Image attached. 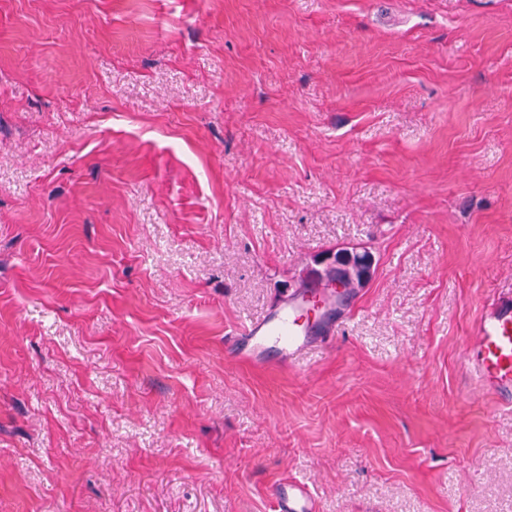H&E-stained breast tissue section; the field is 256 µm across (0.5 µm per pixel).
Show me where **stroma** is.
Segmentation results:
<instances>
[{"mask_svg": "<svg viewBox=\"0 0 512 512\" xmlns=\"http://www.w3.org/2000/svg\"><path fill=\"white\" fill-rule=\"evenodd\" d=\"M509 296L512 0H0V512H512ZM317 263L318 265H322V272L324 273L316 270L314 275L318 279L326 277L328 281L336 286L338 292L341 293V298H344L352 291V289L358 288L363 280L359 281V283L356 282L351 275V266L357 264L359 266L366 265L371 267L372 257L366 256L364 259H354V256L352 255L335 257L334 255L327 254L321 256ZM316 304H319L318 308ZM311 312L314 314L312 319ZM334 313V291L322 287L314 288L310 294L302 291L262 320L250 322L240 332L230 333L225 344L250 361L262 346L272 344L278 347L282 357L292 362L308 347L312 336L334 329ZM475 379L506 400L512 395V300L489 303L473 330ZM274 497L276 512H318L314 495L305 483L279 481Z\"/></svg>", "mask_w": 512, "mask_h": 512, "instance_id": "stroma-1", "label": "stroma"}]
</instances>
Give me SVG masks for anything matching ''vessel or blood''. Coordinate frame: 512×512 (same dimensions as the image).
I'll use <instances>...</instances> for the list:
<instances>
[{
	"instance_id": "b4317fda",
	"label": "vessel or blood",
	"mask_w": 512,
	"mask_h": 512,
	"mask_svg": "<svg viewBox=\"0 0 512 512\" xmlns=\"http://www.w3.org/2000/svg\"><path fill=\"white\" fill-rule=\"evenodd\" d=\"M336 296L319 287L298 293L260 321L246 325L225 339L227 348L252 358L261 347H278L287 360H295L312 336L331 332ZM475 347L470 357L474 376L501 397L512 396V300L489 303L473 330ZM276 512H318L316 500L305 483L281 481L274 488Z\"/></svg>"
}]
</instances>
